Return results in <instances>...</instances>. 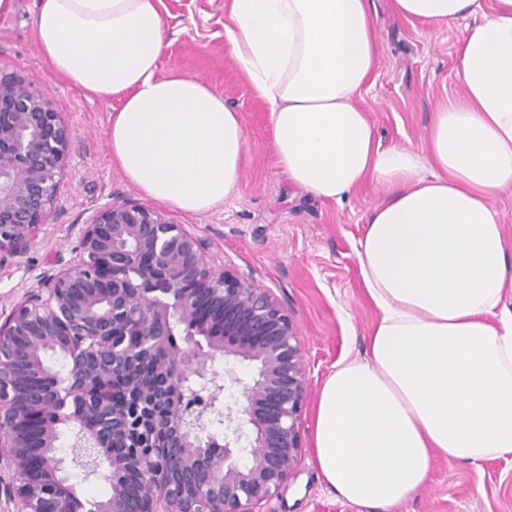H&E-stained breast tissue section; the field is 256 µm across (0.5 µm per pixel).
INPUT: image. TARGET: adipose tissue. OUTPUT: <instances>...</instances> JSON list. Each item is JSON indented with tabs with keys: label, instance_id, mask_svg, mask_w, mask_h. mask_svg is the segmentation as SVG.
<instances>
[{
	"label": "adipose tissue",
	"instance_id": "obj_1",
	"mask_svg": "<svg viewBox=\"0 0 512 512\" xmlns=\"http://www.w3.org/2000/svg\"><path fill=\"white\" fill-rule=\"evenodd\" d=\"M161 0H38L35 31L53 72L119 98L113 162L148 197L188 213L238 187V112L196 79L160 75ZM433 25L472 14L459 48L463 92L440 104L428 145L382 147L356 103L376 59L371 0H230L225 37L265 102L280 169L344 202L386 194L358 241L379 311L368 348L338 362L319 396L315 463L344 501L391 512L436 459L512 455V256L492 202L512 186V0H393Z\"/></svg>",
	"mask_w": 512,
	"mask_h": 512
}]
</instances>
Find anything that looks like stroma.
<instances>
[{"instance_id":"stroma-1","label":"stroma","mask_w":512,"mask_h":512,"mask_svg":"<svg viewBox=\"0 0 512 512\" xmlns=\"http://www.w3.org/2000/svg\"><path fill=\"white\" fill-rule=\"evenodd\" d=\"M38 0H13L0 13V71L38 78L42 92L68 122L71 144L61 193L29 249L0 264V312L9 313L39 277L67 265L77 224L104 203L153 206L113 164L108 141L117 99L94 98L53 73L35 39ZM229 0H162L169 47L161 74L207 84L238 112L246 132L243 177L224 203L203 213L167 208V215L209 244L225 261L270 288L295 319L311 395L333 366L363 355L379 313L363 283L357 244L382 188L365 185L344 203L318 198L278 168L265 103L240 74L224 35ZM377 56L371 85L358 105L383 146L422 149L436 106L462 84L459 46L465 25L438 29L398 17L391 0H374ZM314 411H307L302 460L266 512H365L342 500L314 463ZM396 512H512V457L475 467L436 460L431 481Z\"/></svg>"}]
</instances>
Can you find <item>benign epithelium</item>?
Segmentation results:
<instances>
[{"instance_id": "1", "label": "benign epithelium", "mask_w": 512, "mask_h": 512, "mask_svg": "<svg viewBox=\"0 0 512 512\" xmlns=\"http://www.w3.org/2000/svg\"><path fill=\"white\" fill-rule=\"evenodd\" d=\"M70 129L36 80L0 76V263L24 253L57 202ZM206 242L166 213L131 201L109 202L80 225L68 267L50 275L0 322V453L14 481V512H65L79 497L61 473L108 481L112 492L81 512H263L299 465L309 381L298 325L270 289L231 265L216 270ZM76 336L105 337L117 368L143 347L164 349L171 394L139 388L123 402L102 397L85 406L42 385L43 355L64 350L82 390L106 391V376L83 371L97 347ZM218 355L257 365L243 402L226 401L225 380L210 372ZM112 410V447L100 451L95 409ZM242 414L253 426L247 445L219 443L215 424ZM178 451L162 459L156 432ZM69 433L71 458L59 455ZM135 474L139 495L128 488Z\"/></svg>"}]
</instances>
